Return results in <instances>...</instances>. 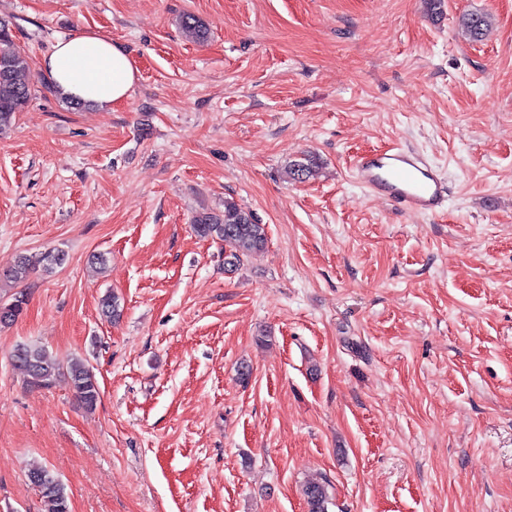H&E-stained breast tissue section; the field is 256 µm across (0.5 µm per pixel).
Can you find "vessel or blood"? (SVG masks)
Listing matches in <instances>:
<instances>
[{
    "label": "vessel or blood",
    "mask_w": 512,
    "mask_h": 512,
    "mask_svg": "<svg viewBox=\"0 0 512 512\" xmlns=\"http://www.w3.org/2000/svg\"><path fill=\"white\" fill-rule=\"evenodd\" d=\"M360 183L397 209L435 215L444 208L448 185L419 153L394 147L360 154L354 162Z\"/></svg>",
    "instance_id": "b4317fda"
}]
</instances>
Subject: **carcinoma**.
Segmentation results:
<instances>
[{
    "mask_svg": "<svg viewBox=\"0 0 512 512\" xmlns=\"http://www.w3.org/2000/svg\"><path fill=\"white\" fill-rule=\"evenodd\" d=\"M461 26L474 41L484 38L491 27V17L486 13L472 12L462 15ZM182 29L195 39L205 37L206 28L192 15L181 20ZM28 57L18 49L12 39L9 25L0 21V136L11 128L16 114L23 111L33 97L34 88L29 81ZM318 163L314 156L306 155L288 166L293 180L306 181L316 175ZM193 228L201 238L224 243V251L231 262L239 263L267 243L265 225L254 214L240 207L235 201L224 200L223 214L203 213L194 217ZM62 255L45 251L37 257L21 255L15 265L3 274V279L15 284L25 281L36 269L51 273L61 265ZM26 296L18 292L12 299L0 302V316L13 324L23 311ZM101 311L111 320L121 317L123 306L119 297L108 293L101 299ZM13 366L23 374L31 387L47 388L62 373L67 374L77 402L86 410L96 407L100 389L96 375L88 363L73 359L63 366L52 358L46 349L32 343L15 346ZM29 484L38 491L47 506V512H70L69 495L61 480L49 469L34 466L27 472ZM308 512H327L328 491L323 480H310L303 487Z\"/></svg>",
    "mask_w": 512,
    "mask_h": 512,
    "instance_id": "obj_1",
    "label": "carcinoma"
}]
</instances>
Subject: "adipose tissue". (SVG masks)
<instances>
[{"mask_svg": "<svg viewBox=\"0 0 512 512\" xmlns=\"http://www.w3.org/2000/svg\"><path fill=\"white\" fill-rule=\"evenodd\" d=\"M62 95L106 108L128 99L138 70L111 38L82 32L60 40L42 62Z\"/></svg>", "mask_w": 512, "mask_h": 512, "instance_id": "obj_1", "label": "adipose tissue"}]
</instances>
